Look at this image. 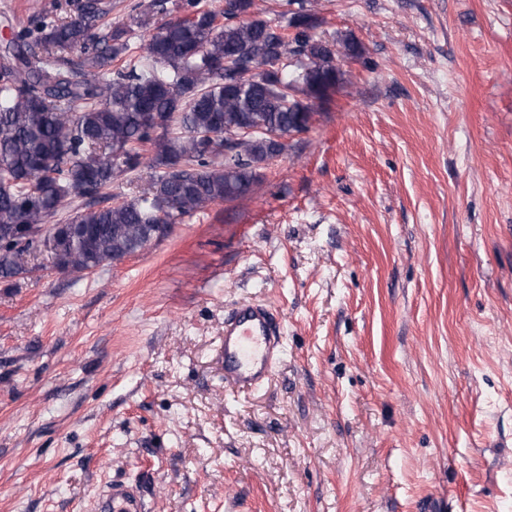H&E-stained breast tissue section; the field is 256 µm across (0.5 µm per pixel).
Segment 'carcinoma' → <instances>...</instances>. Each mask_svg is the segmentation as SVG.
I'll use <instances>...</instances> for the list:
<instances>
[{"label": "carcinoma", "instance_id": "cac0c4a2", "mask_svg": "<svg viewBox=\"0 0 512 512\" xmlns=\"http://www.w3.org/2000/svg\"><path fill=\"white\" fill-rule=\"evenodd\" d=\"M66 6L65 19L36 17L0 46L1 279L24 272L28 230L75 200L74 215L52 231L77 224L81 232L51 257L55 268L80 272L141 250L154 224L245 196L262 165L285 150L276 136L308 131L312 113L342 83L335 52L311 34L315 19L302 6L290 36L250 17L253 0H224L219 11L186 0L188 15L159 27L137 62L121 66L128 31L97 25L112 6ZM76 49L84 54L79 77L67 59ZM146 112L175 131L153 135ZM251 126L263 133L224 155L228 135ZM143 164L145 189L97 206L102 190Z\"/></svg>", "mask_w": 512, "mask_h": 512}]
</instances>
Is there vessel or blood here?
Here are the masks:
<instances>
[{"instance_id": "obj_1", "label": "vessel or blood", "mask_w": 512, "mask_h": 512, "mask_svg": "<svg viewBox=\"0 0 512 512\" xmlns=\"http://www.w3.org/2000/svg\"><path fill=\"white\" fill-rule=\"evenodd\" d=\"M284 354L282 324L272 309L241 304L224 319V380L249 390L271 377ZM97 512H146L139 484L116 480L97 504Z\"/></svg>"}]
</instances>
